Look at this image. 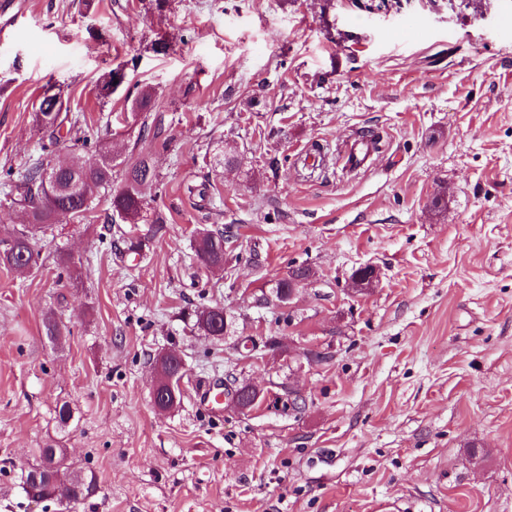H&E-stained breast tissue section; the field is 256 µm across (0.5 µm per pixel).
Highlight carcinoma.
Returning <instances> with one entry per match:
<instances>
[{
    "label": "carcinoma",
    "mask_w": 512,
    "mask_h": 512,
    "mask_svg": "<svg viewBox=\"0 0 512 512\" xmlns=\"http://www.w3.org/2000/svg\"><path fill=\"white\" fill-rule=\"evenodd\" d=\"M125 79L122 69L113 68L104 76L100 89L110 97L125 84ZM154 101L152 89H141L131 103L132 120L136 122L142 113L151 111ZM62 110V91L46 88L35 112V122L47 138L42 149L51 150L67 136L82 143L91 156L72 164L38 163L30 167L22 179L10 184L11 202L21 213L23 228H0V263L16 269L30 271L41 267L36 232L51 224L80 223L86 219L100 191L112 187V175L119 165L125 168V184L111 194L112 215L127 224H150L154 236L165 231L167 218L160 211H149L141 193V187L155 177L149 155L127 157L110 139L94 141L86 135L78 136L79 117L70 118L62 114ZM195 252L204 267H224V233L208 230L199 233ZM205 317L213 328L211 332L205 331L206 335L214 331L224 335V315L214 307H207L196 314V325H201ZM184 373L185 366L180 363L159 362L160 388H166L169 379L178 380ZM49 461L54 463L52 479L41 481L38 498L51 499L58 487L66 486L75 491L73 503L76 504L96 492L95 473L71 468L65 463L61 448L41 449L40 460L28 467L27 475L44 472Z\"/></svg>",
    "instance_id": "cac0c4a2"
}]
</instances>
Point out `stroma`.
I'll list each match as a JSON object with an SVG mask.
<instances>
[{
	"label": "stroma",
	"instance_id": "1",
	"mask_svg": "<svg viewBox=\"0 0 512 512\" xmlns=\"http://www.w3.org/2000/svg\"><path fill=\"white\" fill-rule=\"evenodd\" d=\"M118 66L126 91L99 98ZM49 86L92 136L151 153L143 195L167 226L108 224L104 192L89 220L40 233L41 268L0 264V512H512V0H7L0 218L6 176L43 157ZM145 86L167 146L128 119ZM359 139L367 159L345 168ZM223 150L239 165L216 166ZM204 181L209 200L189 196ZM202 229L223 231V269L197 263ZM298 266L293 299L270 298ZM212 306L229 335L195 328ZM163 351L187 371L164 411ZM219 381L261 398L196 402ZM43 448L96 493L29 498Z\"/></svg>",
	"mask_w": 512,
	"mask_h": 512
}]
</instances>
